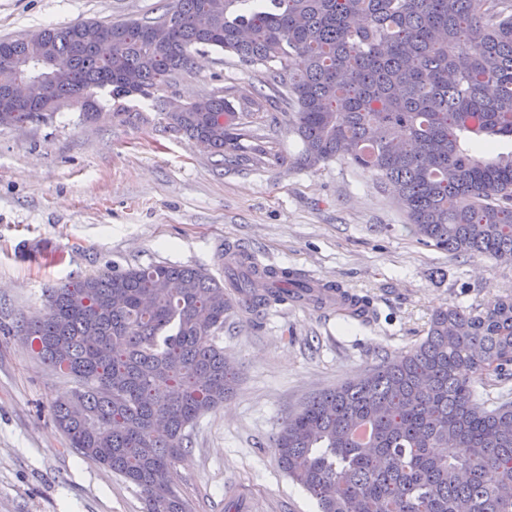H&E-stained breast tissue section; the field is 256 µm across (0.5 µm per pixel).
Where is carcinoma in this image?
<instances>
[{
	"label": "carcinoma",
	"instance_id": "cac0c4a2",
	"mask_svg": "<svg viewBox=\"0 0 512 512\" xmlns=\"http://www.w3.org/2000/svg\"><path fill=\"white\" fill-rule=\"evenodd\" d=\"M487 2L476 17L469 0H169L157 17L104 24L109 60L87 43L90 22L49 26L0 39V96L18 79L40 85L0 127L49 122L65 101L95 118L101 94L138 95L165 130L222 158L252 133L238 90L180 110L165 95L211 48L259 67L268 97L295 108L298 165L368 170L393 185L419 242L511 262L512 151L469 148L512 140V0ZM304 289L237 251L222 280L158 263L49 288L47 311L16 328L79 383L52 406L71 447L134 485L145 512H189L177 463L232 390L220 344L232 294L268 308ZM347 299L352 317L372 314ZM483 375L512 380V296L434 309L419 343L286 416L277 463L320 512H512V399L478 403Z\"/></svg>",
	"mask_w": 512,
	"mask_h": 512
}]
</instances>
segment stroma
<instances>
[{"label": "stroma", "mask_w": 512, "mask_h": 512, "mask_svg": "<svg viewBox=\"0 0 512 512\" xmlns=\"http://www.w3.org/2000/svg\"><path fill=\"white\" fill-rule=\"evenodd\" d=\"M164 5L0 0V38L155 17ZM256 82L254 67L208 48L173 92L189 102ZM252 121L255 137L221 164L159 124L86 120L75 105L47 123L0 127V326L45 312V289L106 269L167 263L223 275L228 245L369 297L376 315L365 323L305 304L236 310L221 340L235 390L199 419L177 466L192 512H319L277 464L282 419L418 343L434 308L512 294V262L420 243L391 186L349 162L297 167L290 108ZM74 387L21 337L0 335V512H144L134 486L56 427L51 406Z\"/></svg>", "instance_id": "35a3bbf8"}]
</instances>
